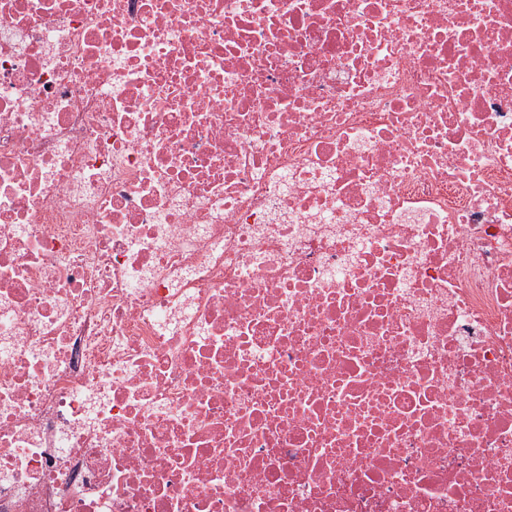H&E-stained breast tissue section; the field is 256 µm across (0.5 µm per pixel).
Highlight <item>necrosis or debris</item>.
<instances>
[{"label": "necrosis or debris", "instance_id": "necrosis-or-debris-1", "mask_svg": "<svg viewBox=\"0 0 512 512\" xmlns=\"http://www.w3.org/2000/svg\"><path fill=\"white\" fill-rule=\"evenodd\" d=\"M0 512H512V0H0Z\"/></svg>", "mask_w": 512, "mask_h": 512}]
</instances>
